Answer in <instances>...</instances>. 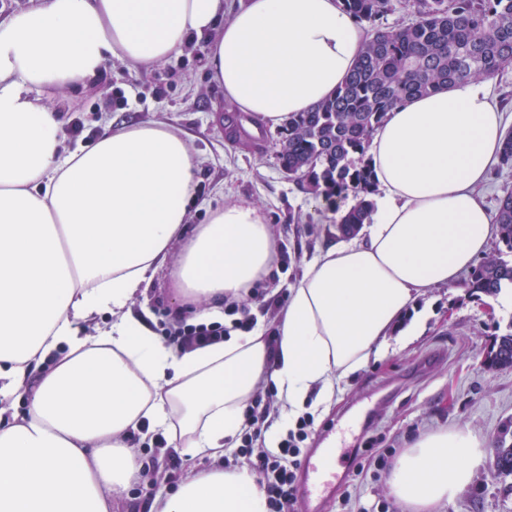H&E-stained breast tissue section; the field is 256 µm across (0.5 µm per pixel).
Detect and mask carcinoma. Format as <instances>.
<instances>
[{"instance_id": "obj_1", "label": "carcinoma", "mask_w": 512, "mask_h": 512, "mask_svg": "<svg viewBox=\"0 0 512 512\" xmlns=\"http://www.w3.org/2000/svg\"><path fill=\"white\" fill-rule=\"evenodd\" d=\"M370 35L364 55L336 93L288 120L278 158L303 187L332 204L353 195L336 218V231L353 236L370 220L376 192L368 162L369 141L387 112L465 80L490 78L512 66V0H413V18L388 26L400 0H342ZM499 246L469 273L471 294L496 296L512 284V190L494 213ZM511 331L496 339L492 368L512 366ZM499 474H512V443L496 441Z\"/></svg>"}]
</instances>
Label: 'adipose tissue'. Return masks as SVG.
<instances>
[{
	"instance_id": "1",
	"label": "adipose tissue",
	"mask_w": 512,
	"mask_h": 512,
	"mask_svg": "<svg viewBox=\"0 0 512 512\" xmlns=\"http://www.w3.org/2000/svg\"><path fill=\"white\" fill-rule=\"evenodd\" d=\"M207 37L212 79L238 112L284 127L344 83L368 39L342 0H29L0 17V512H111L141 477L143 426L204 457L148 512H268L247 466H225L245 403L272 380L289 414L385 354L410 302L455 287L496 226L476 189L500 158L504 114L469 82L405 102L374 132L379 193L366 230L322 249L291 288L274 341L232 332L176 350L128 306L179 249L173 299L209 323L273 268L276 227L245 200L190 225L201 159L165 124L66 145L35 89L66 96L116 59L147 69ZM110 313V324L94 319ZM488 439L421 434L388 480L410 512L472 481Z\"/></svg>"
}]
</instances>
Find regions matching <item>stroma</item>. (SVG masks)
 <instances>
[{"mask_svg": "<svg viewBox=\"0 0 512 512\" xmlns=\"http://www.w3.org/2000/svg\"><path fill=\"white\" fill-rule=\"evenodd\" d=\"M207 46L193 42L183 53L149 69L131 71L113 62L90 90L78 89L66 98L45 91L41 99L60 115L67 144L89 141L108 132L110 125L131 126L145 121L167 124L200 154L196 198L190 221L207 223L209 209L223 200H248L273 218L278 231V259L260 291L248 301V312L264 329L275 331V301L300 278L319 248L335 242V212L317 204L304 190L298 176L288 174L277 158L280 132L264 129L260 144L229 138L225 133L232 107L223 87L209 78ZM137 91L132 108L100 115L97 107L118 91ZM173 264L153 276L150 288L130 303L133 311L148 310L155 331L175 320H189L172 302ZM416 308L426 310L428 321L411 344L392 347L380 358L341 382L330 409L312 410L308 446H316L332 426L356 419L366 426L359 445L392 448L403 452L421 432L443 425H460L496 439L512 423V367L491 369L484 356L496 336L512 328V310L487 307L462 287H441L418 298ZM158 436L140 442L139 451L154 485L132 484L113 501L112 512H140L154 494L177 486L192 467L205 468V459L194 460L173 450H160ZM322 512H403L388 490L386 479L347 480ZM442 512H512V475L479 470L471 485Z\"/></svg>", "mask_w": 512, "mask_h": 512, "instance_id": "1", "label": "stroma"}]
</instances>
